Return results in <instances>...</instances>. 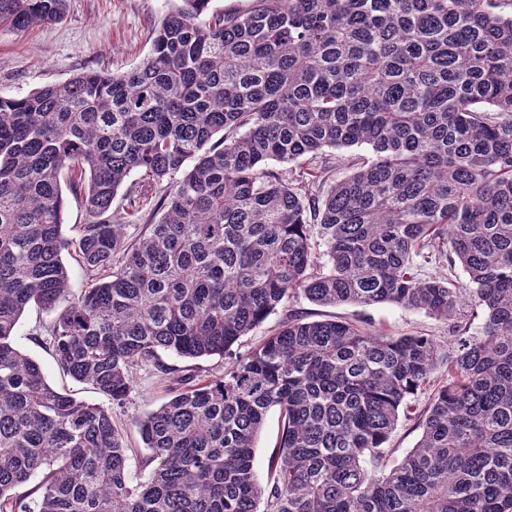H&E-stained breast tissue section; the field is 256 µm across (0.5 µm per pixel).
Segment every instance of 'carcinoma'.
I'll return each mask as SVG.
<instances>
[{
	"label": "carcinoma",
	"mask_w": 512,
	"mask_h": 512,
	"mask_svg": "<svg viewBox=\"0 0 512 512\" xmlns=\"http://www.w3.org/2000/svg\"><path fill=\"white\" fill-rule=\"evenodd\" d=\"M212 3L179 0L130 71L0 95V512H512V0ZM66 7L0 0V27ZM358 145L375 158L332 179L323 151ZM64 184L86 216L73 241ZM457 262L483 323L452 350L298 313L235 350L298 295L453 321L457 288L421 268ZM31 308L52 315L34 341L105 402L14 345ZM145 367L171 398L136 449L112 410ZM440 368L419 442L386 467ZM162 359L165 363L176 366L180 369H187L191 367H199L203 369L204 374L212 376H220L224 374L225 359L212 357L203 360H183L169 355H162ZM209 372V373H208ZM280 429V414L278 409L274 408L267 415L255 448L254 469L259 481L264 485H266L269 476L268 460L277 442Z\"/></svg>",
	"instance_id": "carcinoma-1"
}]
</instances>
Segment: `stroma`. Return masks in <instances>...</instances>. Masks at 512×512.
<instances>
[{"instance_id":"35a3bbf8","label":"stroma","mask_w":512,"mask_h":512,"mask_svg":"<svg viewBox=\"0 0 512 512\" xmlns=\"http://www.w3.org/2000/svg\"><path fill=\"white\" fill-rule=\"evenodd\" d=\"M170 7V0H68L66 15L60 22L24 31L1 28L0 93L21 97L82 72L117 73L136 67L146 57L152 32ZM290 311L303 313L310 320L336 316L357 324L370 323L393 336H432L443 346L454 333L452 324L397 305L320 307L298 297L245 337L240 351H247L267 336ZM49 319V314L35 310L26 313L14 337L16 346L41 363L50 382L68 388L77 397L96 400V393L64 376L52 357L32 339L36 322ZM168 398L167 387L158 374L138 372L130 401L115 409L113 417L117 423L130 426L133 420L155 410Z\"/></svg>"}]
</instances>
